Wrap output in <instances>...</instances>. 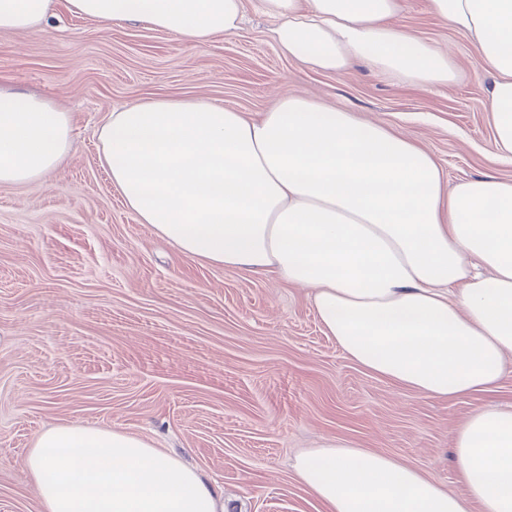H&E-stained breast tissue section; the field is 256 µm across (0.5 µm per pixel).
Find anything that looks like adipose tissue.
<instances>
[{"instance_id": "obj_1", "label": "adipose tissue", "mask_w": 512, "mask_h": 512, "mask_svg": "<svg viewBox=\"0 0 512 512\" xmlns=\"http://www.w3.org/2000/svg\"><path fill=\"white\" fill-rule=\"evenodd\" d=\"M103 23L138 20L205 45L238 33L245 0H66ZM52 0H0V31H26ZM402 0H261L280 52L342 74L363 62L411 83L455 77L448 51L392 26ZM469 35L497 158L512 162V0H431ZM101 159L139 221L184 255L310 289L326 335L369 372L434 398L494 389L512 355V179L444 186L436 159L385 123L290 91L259 119L206 100L112 112ZM71 117L0 87V185L61 168ZM458 495L402 460L335 441L298 456L324 512H512V403L456 429ZM41 512H224L180 458L121 428L55 426L22 465Z\"/></svg>"}]
</instances>
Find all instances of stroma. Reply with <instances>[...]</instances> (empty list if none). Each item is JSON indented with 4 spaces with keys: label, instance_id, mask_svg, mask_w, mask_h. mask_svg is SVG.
I'll return each mask as SVG.
<instances>
[{
    "label": "stroma",
    "instance_id": "1",
    "mask_svg": "<svg viewBox=\"0 0 512 512\" xmlns=\"http://www.w3.org/2000/svg\"><path fill=\"white\" fill-rule=\"evenodd\" d=\"M395 26L451 49L457 78L415 85L366 64L321 71L285 57L259 0L239 34L198 48L138 21L103 24L56 0L40 27L0 31V85L69 112L74 151L42 181L0 186V512H40L21 463L45 429L121 428L182 456L232 512H320L292 463L343 440L392 455L464 493L457 427L512 402V363L495 390L437 399L351 361L310 292L190 258L140 223L100 160L112 111L151 98H202L258 118L283 86L386 123L431 153L447 187L512 178L492 147L491 81L478 48L403 0Z\"/></svg>",
    "mask_w": 512,
    "mask_h": 512
}]
</instances>
